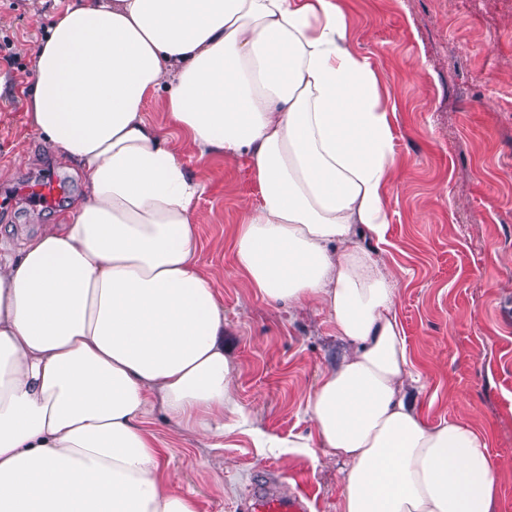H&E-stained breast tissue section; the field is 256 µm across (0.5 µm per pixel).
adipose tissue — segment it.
<instances>
[{
	"mask_svg": "<svg viewBox=\"0 0 512 512\" xmlns=\"http://www.w3.org/2000/svg\"><path fill=\"white\" fill-rule=\"evenodd\" d=\"M381 78L338 0H68L40 39L30 123L83 179L61 224L0 253V512H197L146 422L206 440L240 415L224 308L200 271V155L246 160L235 268L327 311L350 349L307 395L301 447L344 460L342 512H493L484 435L428 424L384 241L397 175Z\"/></svg>",
	"mask_w": 512,
	"mask_h": 512,
	"instance_id": "ef3b65f1",
	"label": "adipose tissue"
}]
</instances>
